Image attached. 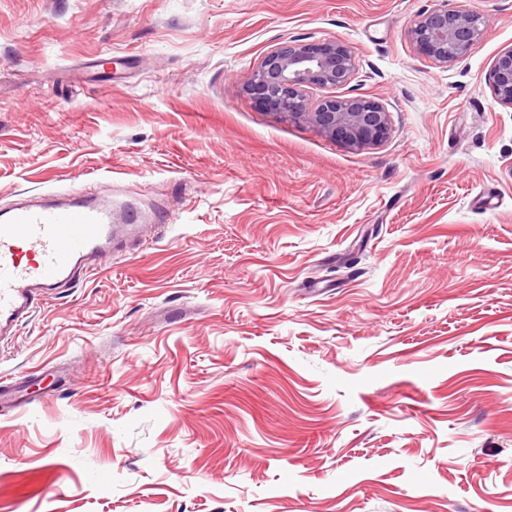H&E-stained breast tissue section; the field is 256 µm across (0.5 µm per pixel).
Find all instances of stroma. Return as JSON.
Returning a JSON list of instances; mask_svg holds the SVG:
<instances>
[{
  "instance_id": "obj_1",
  "label": "stroma",
  "mask_w": 512,
  "mask_h": 512,
  "mask_svg": "<svg viewBox=\"0 0 512 512\" xmlns=\"http://www.w3.org/2000/svg\"><path fill=\"white\" fill-rule=\"evenodd\" d=\"M444 66L436 0H0V208L158 222L42 301L0 379V512H512V0ZM348 44L352 150L246 88ZM486 80L494 100L501 106L512 108V46L496 56Z\"/></svg>"
}]
</instances>
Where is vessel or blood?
I'll use <instances>...</instances> for the list:
<instances>
[{"label":"vessel or blood","instance_id":"vessel-or-blood-1","mask_svg":"<svg viewBox=\"0 0 512 512\" xmlns=\"http://www.w3.org/2000/svg\"><path fill=\"white\" fill-rule=\"evenodd\" d=\"M118 222L103 190L81 189L0 214V341L55 290L78 280L119 238L139 234Z\"/></svg>","mask_w":512,"mask_h":512}]
</instances>
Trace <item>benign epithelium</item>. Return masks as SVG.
<instances>
[{
    "instance_id": "1",
    "label": "benign epithelium",
    "mask_w": 512,
    "mask_h": 512,
    "mask_svg": "<svg viewBox=\"0 0 512 512\" xmlns=\"http://www.w3.org/2000/svg\"><path fill=\"white\" fill-rule=\"evenodd\" d=\"M484 33L482 17L441 3L423 13L407 32L418 53L446 65L463 59ZM356 71L351 48L340 40L310 44L291 40L268 51L252 71L247 89L257 88L279 103L280 115L308 123L351 149L378 145L389 131V111L367 96L326 95L306 102L310 88L342 89ZM486 80L494 100L512 108V46L493 61Z\"/></svg>"
}]
</instances>
